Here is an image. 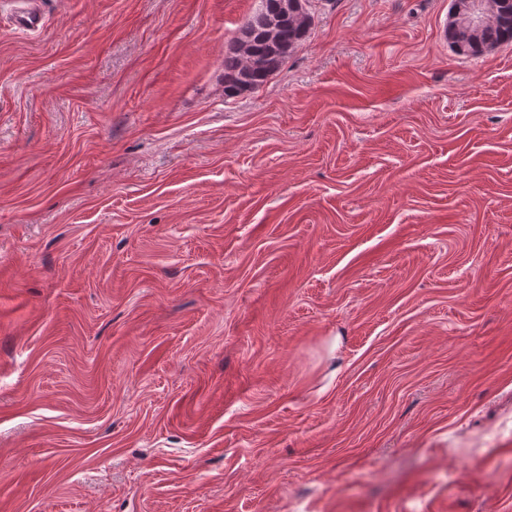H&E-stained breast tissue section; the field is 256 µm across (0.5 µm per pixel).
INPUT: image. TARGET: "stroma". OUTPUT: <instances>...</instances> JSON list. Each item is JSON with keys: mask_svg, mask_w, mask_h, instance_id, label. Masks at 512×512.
<instances>
[{"mask_svg": "<svg viewBox=\"0 0 512 512\" xmlns=\"http://www.w3.org/2000/svg\"><path fill=\"white\" fill-rule=\"evenodd\" d=\"M260 6L0 7V512H512V46ZM38 0L26 1L14 17L15 29L19 34H29L38 31L44 25V17L37 11L35 4ZM262 7L268 11V30L273 32L276 17L282 10H288V4L264 0ZM295 13L304 14L300 10ZM295 13L288 10V15L279 20L276 41H269L266 36V17L262 12L247 22L243 33L248 40L239 39L230 55L224 57V92L228 96L263 85L306 36L311 25L309 17L305 14L306 20H298Z\"/></svg>", "mask_w": 512, "mask_h": 512, "instance_id": "35a3bbf8", "label": "stroma"}]
</instances>
